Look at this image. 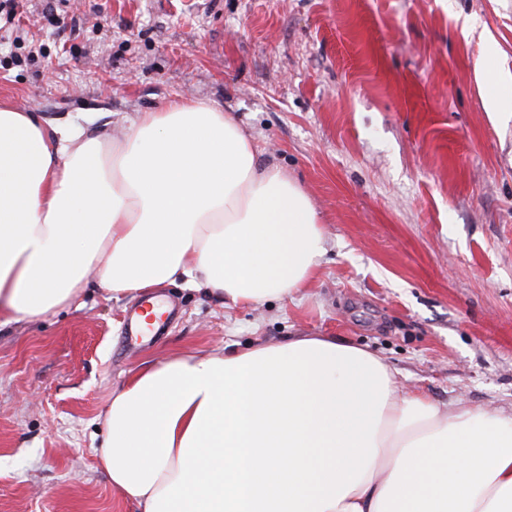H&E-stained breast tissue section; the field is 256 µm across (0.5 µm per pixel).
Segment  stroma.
I'll list each match as a JSON object with an SVG mask.
<instances>
[{"label": "stroma", "mask_w": 512, "mask_h": 512, "mask_svg": "<svg viewBox=\"0 0 512 512\" xmlns=\"http://www.w3.org/2000/svg\"><path fill=\"white\" fill-rule=\"evenodd\" d=\"M512 71V0H22L0 13V101L121 137L183 96L230 112L311 198L327 252L304 297L227 308L181 285L130 347L98 288L0 330V512H138L96 450L144 364L332 336L409 389L512 412V121L474 66Z\"/></svg>", "instance_id": "stroma-1"}]
</instances>
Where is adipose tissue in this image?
I'll use <instances>...</instances> for the list:
<instances>
[{"label":"adipose tissue","mask_w":512,"mask_h":512,"mask_svg":"<svg viewBox=\"0 0 512 512\" xmlns=\"http://www.w3.org/2000/svg\"><path fill=\"white\" fill-rule=\"evenodd\" d=\"M475 71L512 121V73ZM326 252L308 194L208 102L137 113L120 140L0 102V327L96 287L288 301ZM104 425L101 467L141 512H512V414L405 391L330 336L146 364Z\"/></svg>","instance_id":"ef3b65f1"}]
</instances>
